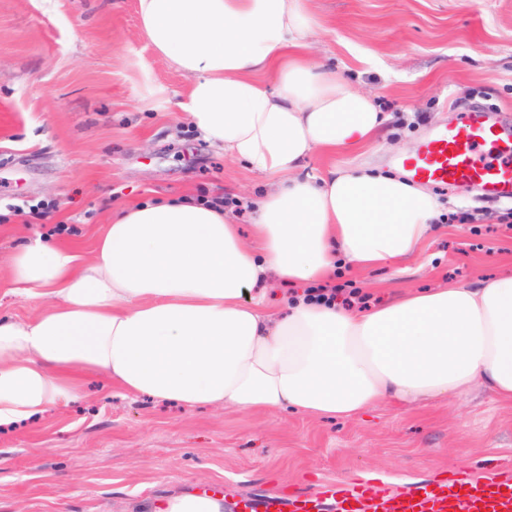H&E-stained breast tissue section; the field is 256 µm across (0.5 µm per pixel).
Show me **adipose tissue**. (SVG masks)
Wrapping results in <instances>:
<instances>
[{
	"label": "adipose tissue",
	"mask_w": 512,
	"mask_h": 512,
	"mask_svg": "<svg viewBox=\"0 0 512 512\" xmlns=\"http://www.w3.org/2000/svg\"><path fill=\"white\" fill-rule=\"evenodd\" d=\"M137 11L155 52L189 79L183 120L266 178L252 238L202 197L113 213L88 264L42 239L20 247L9 277L41 310L0 319V424L73 400L82 370L129 395L247 413L350 418L477 384L512 401V273L360 311L307 297L340 261L397 269L441 214L432 192L396 175L312 168L375 141L387 116L312 59L308 0H137ZM271 278L296 293L274 298Z\"/></svg>",
	"instance_id": "ef3b65f1"
}]
</instances>
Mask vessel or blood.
<instances>
[{
	"label": "vessel or blood",
	"instance_id": "obj_1",
	"mask_svg": "<svg viewBox=\"0 0 512 512\" xmlns=\"http://www.w3.org/2000/svg\"><path fill=\"white\" fill-rule=\"evenodd\" d=\"M417 181L469 185L497 200H512V133L497 128L484 111L432 132L402 162ZM237 512H512V467L475 480L457 472L442 479L391 490L378 478L323 483L318 493L295 490L250 497Z\"/></svg>",
	"mask_w": 512,
	"mask_h": 512
}]
</instances>
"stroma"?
<instances>
[{
  "instance_id": "1",
  "label": "stroma",
  "mask_w": 512,
  "mask_h": 512,
  "mask_svg": "<svg viewBox=\"0 0 512 512\" xmlns=\"http://www.w3.org/2000/svg\"><path fill=\"white\" fill-rule=\"evenodd\" d=\"M315 58L374 93L389 121L366 147L324 154L321 171L393 173L431 131L486 109L512 129V0H309ZM189 80L144 38L136 0H0V317L15 294L9 257L43 236L91 260L114 209L149 200L257 196L264 182L180 118ZM443 224L405 271L342 269L369 305L401 292L512 272L511 204L436 190ZM55 203L50 215L31 212ZM65 232H55V225ZM512 466V401L482 386L424 404L383 402L352 420L185 408L127 396L88 375L80 396L0 428V512H154L178 492L237 498L313 490L359 474L406 486Z\"/></svg>"
}]
</instances>
